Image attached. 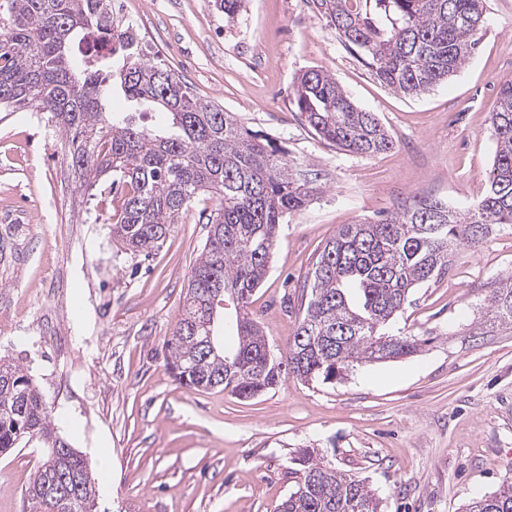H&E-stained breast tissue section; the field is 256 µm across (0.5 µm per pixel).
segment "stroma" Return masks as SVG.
I'll return each mask as SVG.
<instances>
[{"instance_id": "obj_1", "label": "stroma", "mask_w": 512, "mask_h": 512, "mask_svg": "<svg viewBox=\"0 0 512 512\" xmlns=\"http://www.w3.org/2000/svg\"><path fill=\"white\" fill-rule=\"evenodd\" d=\"M127 3L146 57L325 175L280 226L251 298L273 355L285 353L302 284L340 225L415 198L466 209L484 197L488 116L512 78V0H486L470 59L419 96L374 79L307 0H244L231 19L215 0ZM312 67L377 115L392 150L362 157L315 135L294 97ZM120 198L107 178L78 189L47 115L0 111V356L25 368L54 433L88 459L98 512H276L306 447L365 480L381 512H462L512 480V326L472 333L512 276L511 229L459 247L447 272L412 290L385 331L420 339L416 354L330 383L289 375L239 399L183 386L166 361L212 200L195 201L144 260L120 253L104 222ZM42 455L35 442L0 455V512H26Z\"/></svg>"}]
</instances>
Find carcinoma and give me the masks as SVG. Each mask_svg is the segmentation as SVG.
<instances>
[{"instance_id":"cac0c4a2","label":"carcinoma","mask_w":512,"mask_h":512,"mask_svg":"<svg viewBox=\"0 0 512 512\" xmlns=\"http://www.w3.org/2000/svg\"><path fill=\"white\" fill-rule=\"evenodd\" d=\"M308 3L378 80L412 96L466 63L485 13V0ZM115 27L112 0H0V106L51 116L65 136L79 187L108 173L125 186L107 223L132 259L157 250L196 199H215L183 313L166 343L169 368L183 385L248 399L276 388L288 372L304 382L333 381L357 365L411 355L418 339L388 335L381 326L413 288L448 270L454 249L477 246L496 227L512 229L510 79L489 118L496 151L483 199L464 212L440 199H413L378 222L339 227L304 281L285 355L266 362L268 338L249 316V300L267 274L280 224L311 201L324 174L290 164L275 140L245 127L235 113L191 97L170 71L131 53L134 43H110L104 54L90 47V33L110 37ZM116 85L136 106H157L176 132L114 120ZM295 101L305 123L341 151L369 157L393 146L376 114L358 109L327 70L304 71ZM234 296L240 316L223 320L220 335L213 304ZM487 315L512 325L511 275L494 289ZM208 335L213 351L204 345ZM50 426L32 378L14 360H0V454L32 440L48 448L25 489L29 512H52L61 486L69 491L68 512H95L96 483L86 460ZM295 463L297 488L278 512H381L365 481L325 465L316 449H299ZM464 512H512V482Z\"/></svg>"}]
</instances>
